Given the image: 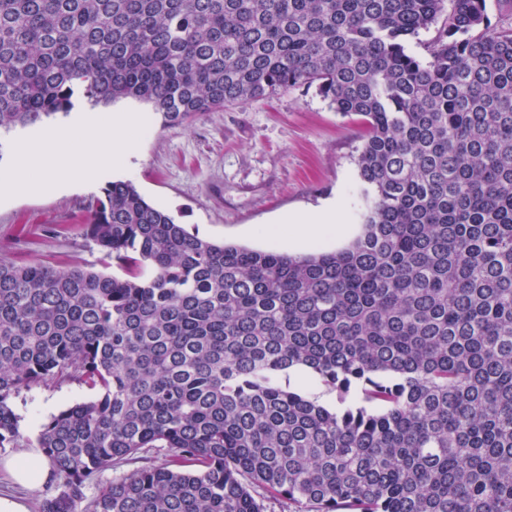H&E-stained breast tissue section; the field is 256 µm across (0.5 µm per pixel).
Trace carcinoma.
Returning a JSON list of instances; mask_svg holds the SVG:
<instances>
[{"label":"carcinoma","instance_id":"1","mask_svg":"<svg viewBox=\"0 0 512 512\" xmlns=\"http://www.w3.org/2000/svg\"><path fill=\"white\" fill-rule=\"evenodd\" d=\"M448 12L424 66L406 43ZM316 88L364 119L361 234L305 255L189 233L127 181L83 236L122 275L0 260V448L10 400L98 392L42 423L76 512H512V28L488 0H0V131L74 100L165 126ZM316 376L339 405L283 386ZM148 460H136V461H129V462H123L116 466H114L112 469L107 470L103 473H100L96 476H94L86 489V496L87 500L81 504L78 505L77 510L78 512H83V510L86 507L87 502L95 497L99 490L108 482L112 481V478L118 477L123 474H127L131 472L132 470L136 469L139 466L145 465L147 463H154V464H160L163 462V456L157 455V454H148Z\"/></svg>","mask_w":512,"mask_h":512}]
</instances>
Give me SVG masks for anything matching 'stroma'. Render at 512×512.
Returning a JSON list of instances; mask_svg holds the SVG:
<instances>
[{"label": "stroma", "mask_w": 512, "mask_h": 512, "mask_svg": "<svg viewBox=\"0 0 512 512\" xmlns=\"http://www.w3.org/2000/svg\"><path fill=\"white\" fill-rule=\"evenodd\" d=\"M121 104L148 117L126 181L189 232L218 244L290 255L346 247V240L332 234L314 246L292 242L275 226L282 214L311 211L330 200L353 223L357 158L366 135L360 117L336 112L316 90L302 87L213 109L186 126H163L148 103L125 98ZM102 194L98 187L0 201V259L102 270L101 255L82 229L88 201ZM95 396V390L70 381L34 385L12 397L24 441L0 448V498L35 512L40 500L56 494L49 480L36 490L15 482L5 463L36 452L40 426L51 415Z\"/></svg>", "instance_id": "obj_1"}]
</instances>
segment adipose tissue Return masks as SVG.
<instances>
[{
	"label": "adipose tissue",
	"instance_id": "obj_1",
	"mask_svg": "<svg viewBox=\"0 0 512 512\" xmlns=\"http://www.w3.org/2000/svg\"><path fill=\"white\" fill-rule=\"evenodd\" d=\"M144 124L143 113L118 107L71 113L62 126H32L0 172V196L87 187L125 172Z\"/></svg>",
	"mask_w": 512,
	"mask_h": 512
}]
</instances>
